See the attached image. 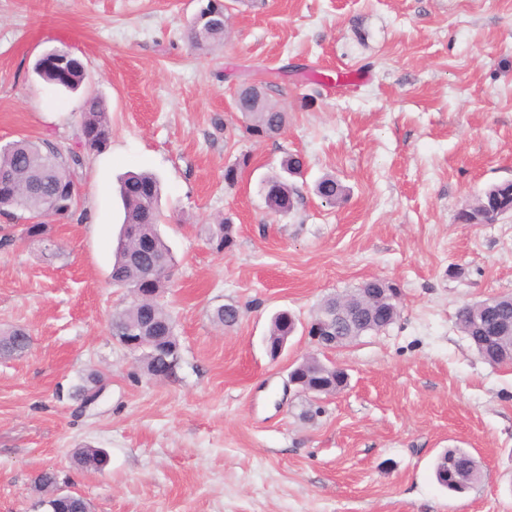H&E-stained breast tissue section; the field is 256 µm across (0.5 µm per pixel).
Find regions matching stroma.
Wrapping results in <instances>:
<instances>
[{
    "label": "stroma",
    "mask_w": 512,
    "mask_h": 512,
    "mask_svg": "<svg viewBox=\"0 0 512 512\" xmlns=\"http://www.w3.org/2000/svg\"><path fill=\"white\" fill-rule=\"evenodd\" d=\"M206 2L0 0V147L74 146L90 94L112 127L78 174L90 221L53 224L48 247L0 216V328L32 336L0 359V512H42L43 471L92 512H512V365L482 361L456 327L464 304L512 295V214L457 220L512 180V0H225L223 45L196 50L186 28ZM55 48L84 63L79 91L35 74ZM245 82L286 112L281 135L246 133ZM288 153L306 166L279 215L262 185ZM131 170L162 183V302L182 355L168 380L110 331L129 300L110 272ZM326 174L346 193L333 207L312 191ZM222 216L236 237L219 252ZM372 278L399 285V317L321 353L349 383L309 403L290 371L316 348L298 332L271 357L273 315L309 322ZM225 304L235 327L212 320ZM92 370L104 390L85 406L72 392ZM86 446L109 453L103 472L74 465ZM448 448L480 464L465 493L436 481ZM211 243L217 251L230 248L234 243L233 226L230 221L220 219L212 227H209Z\"/></svg>",
    "instance_id": "35a3bbf8"
}]
</instances>
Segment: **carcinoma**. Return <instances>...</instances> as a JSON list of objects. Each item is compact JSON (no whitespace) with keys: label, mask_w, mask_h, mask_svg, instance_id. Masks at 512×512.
<instances>
[{"label":"carcinoma","mask_w":512,"mask_h":512,"mask_svg":"<svg viewBox=\"0 0 512 512\" xmlns=\"http://www.w3.org/2000/svg\"><path fill=\"white\" fill-rule=\"evenodd\" d=\"M215 5L212 0L201 7L189 23V40L193 47L203 50L224 42L225 28L222 21L213 16ZM250 124L246 126L249 135L264 133L275 136L286 125V113L270 98H264L260 107L250 111ZM112 131L109 114L102 101L91 98L86 102L82 113L78 139L87 141L93 138L89 150L98 153L105 146L98 143V137L110 136ZM83 155L74 150L63 151L48 139L31 140L22 138L0 148V178L6 176L9 182H0V214L13 219L28 220L46 209V201L54 203L51 218L68 220L76 215L75 201L70 199L66 189L77 183V172L82 168ZM266 201L276 205L280 214H287L295 208L296 193L288 181L281 176H273L265 181ZM315 193L323 202L334 205L343 196V187L332 176L321 178L315 185ZM124 219L114 252L112 272L117 275L113 285L124 288L133 295L139 289L151 290V301L143 307L132 299L122 309L115 312L113 320L130 332L140 330L144 322L165 324L169 327L167 345L173 351L171 361L179 363V340L174 332V320L159 297L169 287L174 258L171 250L157 229L160 221L159 202L161 187L158 179L149 172H131L120 185ZM512 212V182L504 181L490 185L458 214V220L467 224L481 215L495 212ZM211 243L218 251L230 248L234 243L233 226L228 220H219L209 228ZM484 301L468 303L461 307L456 316V324L463 335L476 334L473 316ZM239 310L235 305H221L213 312V321L226 328L238 323ZM30 345V335L21 327L0 332V353L19 354ZM300 378L307 386L324 389L330 395L346 384L336 378L334 366L314 358L303 366ZM101 379L91 371L78 388L82 404L89 403L91 394L98 388ZM107 456L101 448H80L74 454L76 465L85 469L100 464ZM438 482L448 491L461 493L481 478L477 461L465 450L453 448L440 455L435 463ZM55 512H90V504L77 495L61 502Z\"/></svg>","instance_id":"cac0c4a2"}]
</instances>
